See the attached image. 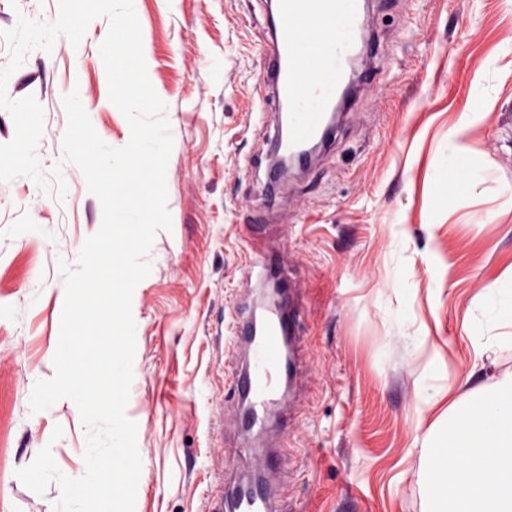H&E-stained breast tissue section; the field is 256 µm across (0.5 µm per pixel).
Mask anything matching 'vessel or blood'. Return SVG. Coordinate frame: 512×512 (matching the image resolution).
I'll return each instance as SVG.
<instances>
[{
	"label": "vessel or blood",
	"mask_w": 512,
	"mask_h": 512,
	"mask_svg": "<svg viewBox=\"0 0 512 512\" xmlns=\"http://www.w3.org/2000/svg\"><path fill=\"white\" fill-rule=\"evenodd\" d=\"M272 46L259 76L262 100L274 103L279 123L274 149L288 152L298 168L311 164L310 147L330 149L336 129L331 113L345 109L375 66L379 40L370 30L366 0H277L271 21ZM248 273L270 279L276 264L263 251L247 258ZM299 310H271L243 324L239 336L243 365L237 380L246 430L263 426L266 408L277 402L288 371L284 354L296 335ZM277 460L259 456L257 478L236 486L212 512H273Z\"/></svg>",
	"instance_id": "obj_1"
}]
</instances>
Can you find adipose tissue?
<instances>
[{"mask_svg": "<svg viewBox=\"0 0 512 512\" xmlns=\"http://www.w3.org/2000/svg\"><path fill=\"white\" fill-rule=\"evenodd\" d=\"M512 322V280L482 290L470 313L475 328ZM423 451L431 465L418 474L433 512H512V385L480 402L448 408L447 424L429 426Z\"/></svg>", "mask_w": 512, "mask_h": 512, "instance_id": "obj_1", "label": "adipose tissue"}]
</instances>
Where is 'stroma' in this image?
Segmentation results:
<instances>
[{
  "mask_svg": "<svg viewBox=\"0 0 512 512\" xmlns=\"http://www.w3.org/2000/svg\"><path fill=\"white\" fill-rule=\"evenodd\" d=\"M380 40L374 90L344 116L336 146L308 173L266 196L277 115L256 116L270 45L267 0H141L149 79L166 103L171 231L158 232L152 271L132 300L134 379L126 408L142 470L135 512H210L218 493L277 441V512H428L413 453L414 409L437 365L448 375L426 424L445 423L512 383V354L478 350L468 329L485 285L512 276V0H368ZM58 0H0V34L18 17L58 18ZM107 18L79 47L29 52L9 83L44 111L37 149L63 164V97L78 84L99 136L120 148L130 127L108 98L99 45ZM458 151L467 177L448 175ZM65 197L30 180L0 182V512H59L61 490L27 488L17 472L50 448L80 476L86 429L68 399L33 413L37 381L55 374L64 302L60 261L76 262L97 232L101 204L80 169L63 165ZM498 178L475 182L478 170ZM403 233L404 287L388 261ZM280 254L305 316L297 397L280 403L262 437L230 424L237 397L238 306L260 302L244 244ZM42 292L31 297L28 288ZM414 306L405 325L427 337L415 357L384 358L389 322L377 307ZM60 439H53L55 427Z\"/></svg>",
  "mask_w": 512,
  "mask_h": 512,
  "instance_id": "35a3bbf8",
  "label": "stroma"
}]
</instances>
